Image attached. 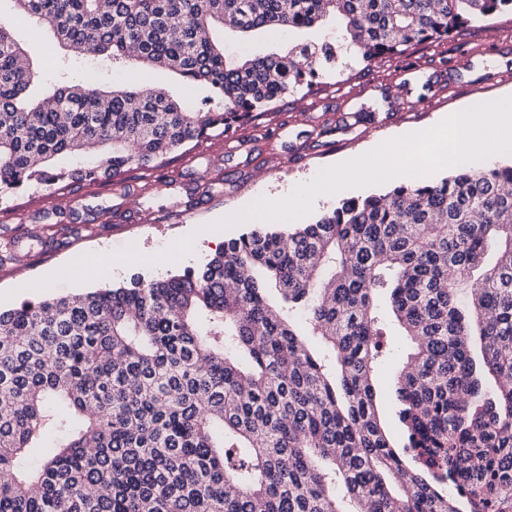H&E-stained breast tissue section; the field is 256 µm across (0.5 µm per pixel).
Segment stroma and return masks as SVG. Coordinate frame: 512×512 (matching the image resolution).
I'll return each instance as SVG.
<instances>
[{"label":"stroma","instance_id":"stroma-1","mask_svg":"<svg viewBox=\"0 0 512 512\" xmlns=\"http://www.w3.org/2000/svg\"><path fill=\"white\" fill-rule=\"evenodd\" d=\"M512 42V16H497L475 23L448 40L422 45L405 54L379 61L371 69L353 65L343 78H325L312 93L289 96L258 124L237 128L236 138L250 161V173L241 176L235 161L224 159V140L214 137L202 142L188 155L172 159L167 174L191 183L180 214L168 216L166 199L145 188L143 172L134 170L122 180L130 195L131 207L124 215L112 217L99 233L81 232L79 224H63L62 240L53 254L39 256L17 267L0 266V308L44 295L72 294L93 288L119 286L131 277L159 279L183 272L192 265L183 256L184 243L192 226L212 222L240 211L246 201L264 193L295 185L341 158L362 151L373 140L383 141L395 131L409 128L422 131L432 126L437 115L469 107L478 100H495L512 95V77L503 72L512 62L500 46ZM475 48L472 56L455 57L458 44ZM34 67L39 75L33 93L38 98L51 95L57 79H83L94 71L101 87L109 88L131 81L144 87H163L187 99L190 106L206 107L216 93L208 87L188 85L176 75L157 69L134 67L112 70L100 59H72L52 33H45ZM372 93H365V86ZM297 132L323 126L328 133L320 139H303L287 163L276 154L278 141L271 135L280 125ZM224 181V195L217 198L202 193L195 184L200 175ZM265 185H258V176ZM59 193L30 189L18 193L11 208L0 210V237L37 229L45 214L54 208ZM108 245L119 268L111 276L89 277L75 268V261L95 248ZM407 347L393 338L375 374V384L385 392L381 417L393 441H400L402 427L395 413L396 371L405 359Z\"/></svg>","mask_w":512,"mask_h":512}]
</instances>
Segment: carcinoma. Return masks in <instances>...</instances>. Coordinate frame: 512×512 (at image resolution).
Segmentation results:
<instances>
[{"mask_svg":"<svg viewBox=\"0 0 512 512\" xmlns=\"http://www.w3.org/2000/svg\"><path fill=\"white\" fill-rule=\"evenodd\" d=\"M77 57L213 88L57 85L0 21V200L93 184L272 105L512 14V0H12ZM336 37L230 62L212 28ZM94 145L98 152L86 153ZM411 346L396 444L374 372ZM496 390L483 386L485 376ZM53 436L56 452L32 451ZM0 512H512V162L253 228L200 268L0 309Z\"/></svg>","mask_w":512,"mask_h":512,"instance_id":"obj_1","label":"carcinoma"}]
</instances>
